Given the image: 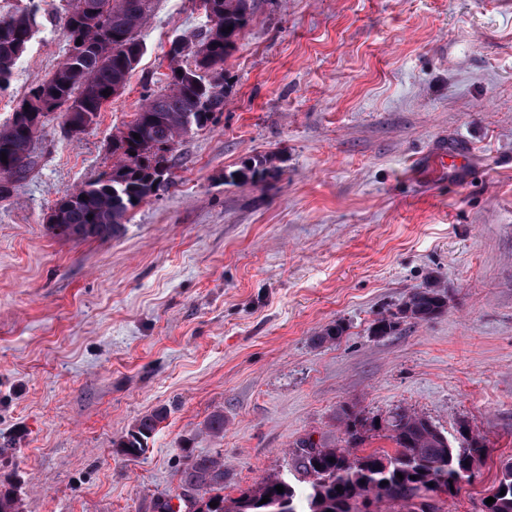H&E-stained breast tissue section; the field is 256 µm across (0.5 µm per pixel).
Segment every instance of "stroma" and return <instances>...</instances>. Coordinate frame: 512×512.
Listing matches in <instances>:
<instances>
[{
	"instance_id": "obj_1",
	"label": "stroma",
	"mask_w": 512,
	"mask_h": 512,
	"mask_svg": "<svg viewBox=\"0 0 512 512\" xmlns=\"http://www.w3.org/2000/svg\"><path fill=\"white\" fill-rule=\"evenodd\" d=\"M40 7L0 124L67 56L64 0ZM204 24L194 0H153L125 89L80 136L46 124L0 198V475L24 512H156L186 449L223 458L234 498L293 479L299 438L343 445V408L407 410L486 437L448 500L479 512L512 458V0H255L224 111L175 146L172 185L115 237H54L56 201L111 167L170 42ZM260 156L272 174L229 182ZM435 281L441 314L372 335ZM161 407L146 453L117 454Z\"/></svg>"
}]
</instances>
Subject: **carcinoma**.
<instances>
[{"mask_svg": "<svg viewBox=\"0 0 512 512\" xmlns=\"http://www.w3.org/2000/svg\"><path fill=\"white\" fill-rule=\"evenodd\" d=\"M152 0H67L65 30L69 46L65 60L53 75L33 88L25 103L0 126V181H13L36 164L34 141L46 122L62 125L79 120L93 124L110 101L112 90L125 88L144 52L138 33L146 24ZM255 0H218V9L191 39L180 38L186 53L170 57L165 87L147 95L131 121L112 134V166L100 177L66 196L62 239H107L120 232L126 215L145 199L170 185V153L179 139L205 130L224 111L227 86L224 63L236 49ZM35 0H23L14 11L0 14V88L8 84L37 27ZM232 27L227 32L225 28ZM81 44H76V41ZM45 109L39 125L20 113ZM139 134L135 139L133 134ZM448 304L437 284L413 291L398 312L381 315L372 327L375 336H388L401 319L427 321ZM346 447L297 440L292 449L295 470L303 486L285 479H266L236 498L224 497V463L218 456L187 455L181 486L198 491L189 500V512H270V504L285 501L288 512H359L360 500L372 498L375 512H448L441 495L473 478L486 454L485 438L472 431L461 434L454 446L426 418L401 410L384 429L394 448L356 453L377 430L373 421L342 409ZM167 418L164 407L142 416L115 443L117 452L138 458ZM403 478H398L397 474ZM282 486L284 492L276 490ZM341 490H336V487ZM495 502L481 512H512V461L502 469L491 492ZM268 502L261 503L262 499ZM217 506H210V502ZM0 512H22L13 484L0 481Z\"/></svg>", "mask_w": 512, "mask_h": 512, "instance_id": "1", "label": "carcinoma"}]
</instances>
